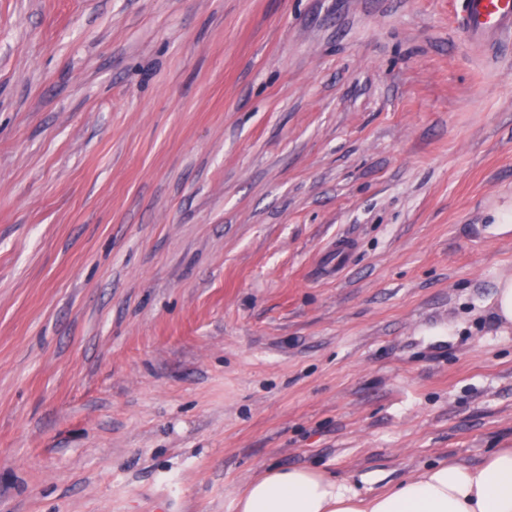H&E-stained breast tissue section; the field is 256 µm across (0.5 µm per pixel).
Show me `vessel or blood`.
<instances>
[{"instance_id":"1","label":"vessel or blood","mask_w":512,"mask_h":512,"mask_svg":"<svg viewBox=\"0 0 512 512\" xmlns=\"http://www.w3.org/2000/svg\"><path fill=\"white\" fill-rule=\"evenodd\" d=\"M458 24L469 41L496 46L512 35V0H464Z\"/></svg>"}]
</instances>
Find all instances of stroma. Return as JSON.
Instances as JSON below:
<instances>
[{
	"mask_svg": "<svg viewBox=\"0 0 512 512\" xmlns=\"http://www.w3.org/2000/svg\"><path fill=\"white\" fill-rule=\"evenodd\" d=\"M460 3L0 0V512L512 448V38ZM458 24L469 41L494 47L512 35V1L465 0Z\"/></svg>",
	"mask_w": 512,
	"mask_h": 512,
	"instance_id": "1",
	"label": "stroma"
}]
</instances>
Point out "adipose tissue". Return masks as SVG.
I'll list each match as a JSON object with an SVG mask.
<instances>
[{"mask_svg": "<svg viewBox=\"0 0 512 512\" xmlns=\"http://www.w3.org/2000/svg\"><path fill=\"white\" fill-rule=\"evenodd\" d=\"M237 512H512V448L477 466L438 463L376 495L310 468H271L250 482Z\"/></svg>", "mask_w": 512, "mask_h": 512, "instance_id": "ef3b65f1", "label": "adipose tissue"}]
</instances>
